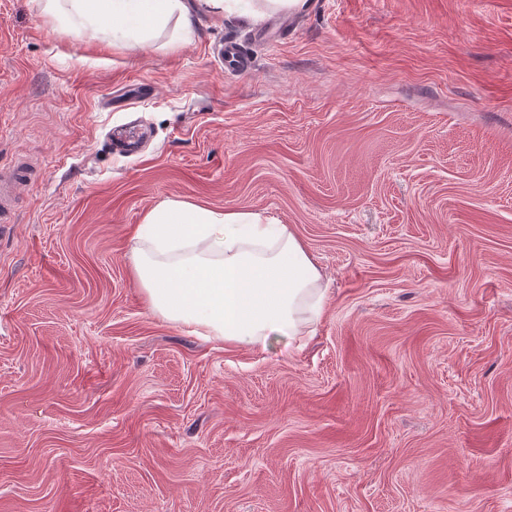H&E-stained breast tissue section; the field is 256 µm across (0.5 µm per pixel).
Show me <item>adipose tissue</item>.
<instances>
[{
	"label": "adipose tissue",
	"mask_w": 512,
	"mask_h": 512,
	"mask_svg": "<svg viewBox=\"0 0 512 512\" xmlns=\"http://www.w3.org/2000/svg\"><path fill=\"white\" fill-rule=\"evenodd\" d=\"M307 7L308 0H46L45 10L78 33L104 30L121 45L146 42L173 21L190 30L199 9L258 21ZM133 237L135 277L152 309L170 320L256 346L273 336L296 340L321 312L319 270L287 225L260 212L165 200Z\"/></svg>",
	"instance_id": "adipose-tissue-1"
}]
</instances>
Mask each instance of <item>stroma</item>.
I'll return each instance as SVG.
<instances>
[{
    "instance_id": "1",
    "label": "stroma",
    "mask_w": 512,
    "mask_h": 512,
    "mask_svg": "<svg viewBox=\"0 0 512 512\" xmlns=\"http://www.w3.org/2000/svg\"><path fill=\"white\" fill-rule=\"evenodd\" d=\"M44 6L0 0V171L39 165L0 237V512H512V0L118 47ZM167 199L288 225L308 335L154 311L131 231Z\"/></svg>"
}]
</instances>
